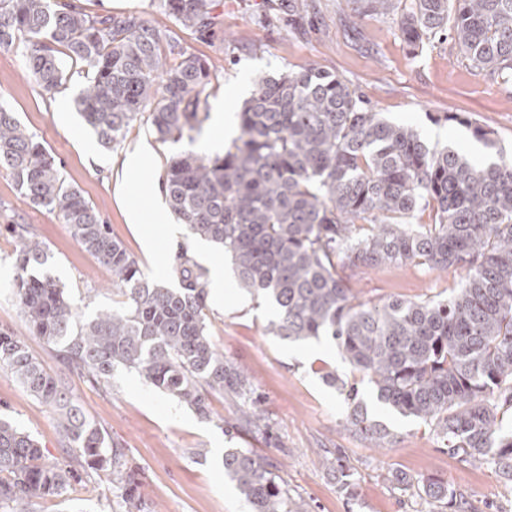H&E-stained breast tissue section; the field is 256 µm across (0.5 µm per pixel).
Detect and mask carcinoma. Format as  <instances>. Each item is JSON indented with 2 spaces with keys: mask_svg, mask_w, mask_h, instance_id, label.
Segmentation results:
<instances>
[{
  "mask_svg": "<svg viewBox=\"0 0 512 512\" xmlns=\"http://www.w3.org/2000/svg\"><path fill=\"white\" fill-rule=\"evenodd\" d=\"M364 14L398 15L416 48L446 30L469 69L512 86V0H354ZM177 27L212 34L219 0H158ZM0 48L22 50L27 70L48 92L67 81L64 59L81 65L77 107L104 147L121 143L137 121L163 141L202 133L201 95L216 78L210 61L186 53L140 12L92 15L78 0H0ZM238 113L239 136L224 152L192 149L163 178L168 206L190 234L230 258L240 286L272 303L266 332L283 340L327 338L373 383L377 398L434 425L448 455L491 465L512 481V155L470 163L429 148L411 128L373 111L357 90L314 66L259 75ZM496 147L491 131L458 114ZM30 204L56 213L80 247L112 274L118 306L77 320L75 305L49 271V248L25 224L13 292L32 335L56 352L65 374L49 372L27 337L0 330V368L57 416L65 465L0 418V506L36 512L69 494L82 476L105 475L125 512H147L138 472L125 449L87 417L70 379L108 388L123 367L209 418V395L242 402L254 430L264 427L252 382L217 350L207 331L206 270L176 254L169 288L149 277L101 215L67 182L54 157L0 104V171ZM429 210V223L415 213ZM418 262L466 272L446 300L361 302L350 272ZM349 405L345 426L383 447L389 430L364 411L358 382L328 371ZM224 473L252 512H308L288 482L249 448L224 451ZM417 494L457 507L448 483L422 478Z\"/></svg>",
  "mask_w": 512,
  "mask_h": 512,
  "instance_id": "1",
  "label": "carcinoma"
}]
</instances>
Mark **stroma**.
Listing matches in <instances>:
<instances>
[{"label":"stroma","instance_id":"35a3bbf8","mask_svg":"<svg viewBox=\"0 0 512 512\" xmlns=\"http://www.w3.org/2000/svg\"><path fill=\"white\" fill-rule=\"evenodd\" d=\"M220 9L221 22L211 36L179 33L185 51L217 67L208 105L220 101L240 112L256 75L315 66L342 76L382 117L411 126L428 146H451L477 163L495 161L494 151L476 140L470 128L447 121V114L459 112L491 130L504 151L512 150V88L471 73L448 37L438 35L412 48L395 22L358 16L353 0H221ZM84 83L73 71L59 92L46 93L28 73L19 50L0 49V104L10 106L37 135L66 180L96 208L150 278L175 286L171 267L181 250L205 268L223 261L221 249L201 250L200 239L187 230L169 234L165 225L154 223L150 210H142L140 223L128 221L129 208L141 202L139 188H161L170 161L186 149L210 153L211 142L223 138V124L209 120L192 143L159 140L148 125L138 124L123 142L106 149L76 110ZM144 144L154 158L127 180L122 162ZM12 224L28 225L49 248L51 273L80 318L111 308L112 275L80 248L55 213L21 198L10 176L0 171V330L27 336L31 351L55 372L59 365L53 352L29 335L13 298ZM463 276L457 268L436 271L413 262L359 270L351 282L364 301H419L448 298ZM208 316L214 345L249 375L267 432H228L239 408L230 398L211 395L214 416L203 419L123 368L115 370L107 389L71 382L87 414L109 430L138 470L150 512H250L224 473V448H250L265 457L309 512H448L387 482L391 469L414 479L448 482L461 495L465 512H512L511 482L493 467L450 456L426 423L382 406L369 384L361 386L368 416L387 427L393 442L379 452L350 432L344 425L348 407L322 373L333 369L349 380L356 372L330 340L293 343L266 334L273 307L236 285L223 305L209 304ZM0 415L28 431L49 460L64 461L56 415L3 369ZM199 448L207 449V456H196ZM338 456L356 480L350 500L339 492L328 465ZM115 505L110 484L102 480L93 490L75 484L68 502L42 500L37 512H112Z\"/></svg>","mask_w":512,"mask_h":512}]
</instances>
